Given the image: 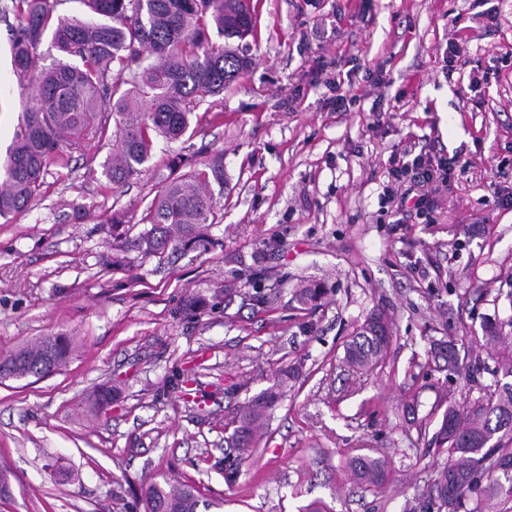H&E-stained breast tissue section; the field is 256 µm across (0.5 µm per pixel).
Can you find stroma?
I'll return each mask as SVG.
<instances>
[{
	"label": "stroma",
	"instance_id": "obj_1",
	"mask_svg": "<svg viewBox=\"0 0 512 512\" xmlns=\"http://www.w3.org/2000/svg\"><path fill=\"white\" fill-rule=\"evenodd\" d=\"M248 44L250 70L182 139L156 138L141 176L113 186L112 144L92 141L0 219V356L73 339L54 373L0 379V512H145L151 482L194 486L198 512H437L427 484L449 456L431 409L489 399L485 321L512 350V0H258ZM27 97L0 22L1 158ZM408 142L450 174L398 224L384 195L406 189L389 157ZM176 156L185 176L224 160L213 245L114 266L112 215L139 232ZM311 283L327 293L301 304ZM376 311L391 343L354 367L346 344ZM287 370L255 447H228L241 406ZM102 385L112 402L92 409ZM357 455L384 486L354 480ZM349 467L356 478L368 486H380L384 480L383 465L366 455H358L349 460Z\"/></svg>",
	"mask_w": 512,
	"mask_h": 512
}]
</instances>
